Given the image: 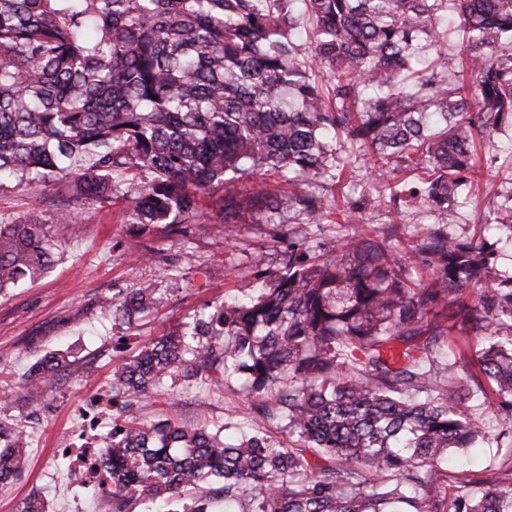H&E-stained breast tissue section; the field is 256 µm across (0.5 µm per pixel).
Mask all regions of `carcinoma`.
Returning a JSON list of instances; mask_svg holds the SVG:
<instances>
[{"instance_id":"1","label":"carcinoma","mask_w":512,"mask_h":512,"mask_svg":"<svg viewBox=\"0 0 512 512\" xmlns=\"http://www.w3.org/2000/svg\"><path fill=\"white\" fill-rule=\"evenodd\" d=\"M306 20L315 66L294 33ZM453 23L466 65L442 48ZM512 126V0H0V189L58 182L74 221L127 185L138 224L209 216L231 236L259 209L320 224L335 200L303 191L351 173L338 133L392 205L395 171H430L412 198L443 211L479 174L475 137ZM262 169L288 190L238 198ZM345 204L352 233L335 254L288 243L284 270L141 346L112 371L109 512L135 500L168 512H512V446L488 466L450 463L486 432L463 409L478 395L512 424V275L496 272L485 234L512 242V178L478 237L417 227L399 253ZM53 250L35 216L0 220V293L46 273ZM164 304L148 283L99 301L131 317ZM453 314L440 316L436 308ZM67 366L50 353L26 377L39 405ZM275 393L232 441L129 410L177 377ZM278 418L288 443L271 442ZM29 447L0 423V485Z\"/></svg>"}]
</instances>
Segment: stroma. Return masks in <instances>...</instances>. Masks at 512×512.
I'll list each match as a JSON object with an SVG mask.
<instances>
[{
  "mask_svg": "<svg viewBox=\"0 0 512 512\" xmlns=\"http://www.w3.org/2000/svg\"><path fill=\"white\" fill-rule=\"evenodd\" d=\"M512 170L497 165L484 170L469 200L458 206L453 236H470L486 214L501 182ZM61 191L33 187L0 190V215L15 219L37 216L56 245L50 272L21 288L0 294V422L19 425L30 435L31 448L17 475L0 487V512H23L30 497H38L45 512H101L100 497L72 487L61 448L78 431L77 406L102 394L112 383V370L121 358L179 325L190 321L205 305L233 298L245 276L282 270L288 241L302 237L316 251H328L345 233L343 216L332 211L323 223L306 224L290 212L260 211L256 221L242 225L234 239L212 219L185 225L181 234L169 226L132 223L123 198L87 206L77 222L63 223ZM440 212L410 204L400 209L372 207L365 227L376 235H390L393 244L406 246L417 225L441 223ZM143 252L142 262L129 258L130 246ZM174 275L161 273L165 263ZM154 282L168 299L165 308L114 323L102 314L99 300L123 288ZM69 353V364L46 390L37 409L24 401L23 380L48 352ZM253 401L239 382L215 391L204 380L163 384L134 408L138 422L171 420L188 428L210 431L226 417L245 423Z\"/></svg>",
  "mask_w": 512,
  "mask_h": 512,
  "instance_id": "stroma-1",
  "label": "stroma"
}]
</instances>
